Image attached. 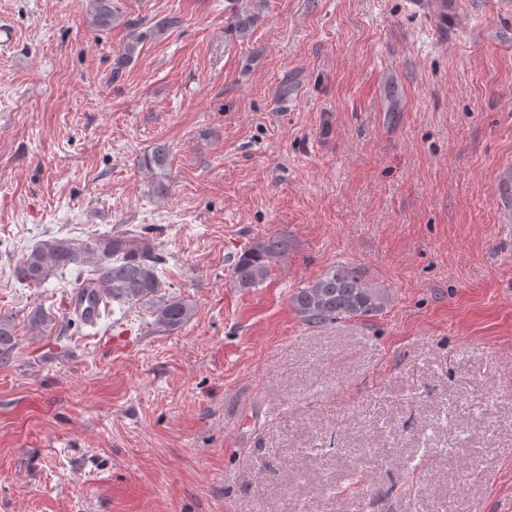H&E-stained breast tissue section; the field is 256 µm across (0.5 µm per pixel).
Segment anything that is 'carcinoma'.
I'll list each match as a JSON object with an SVG mask.
<instances>
[{
  "label": "carcinoma",
  "mask_w": 512,
  "mask_h": 512,
  "mask_svg": "<svg viewBox=\"0 0 512 512\" xmlns=\"http://www.w3.org/2000/svg\"><path fill=\"white\" fill-rule=\"evenodd\" d=\"M92 25L109 28L117 16L113 0H93ZM155 244L136 226L119 233L98 235L79 243L67 238H51L32 248L13 270L16 280L40 287L50 278L73 268L84 272L91 267L87 283L107 304L121 306L145 303L152 308L154 324L167 331L181 328L193 317L183 300L162 293L163 282L152 260ZM285 239L270 235L251 242L238 255L232 270L236 285L251 288L267 277L269 268L285 256ZM387 295L365 285L355 267L339 265L314 282L298 289L291 303L302 321L321 327L338 320L368 317L380 312ZM15 346L13 316L0 312V358L8 359Z\"/></svg>",
  "instance_id": "obj_1"
}]
</instances>
